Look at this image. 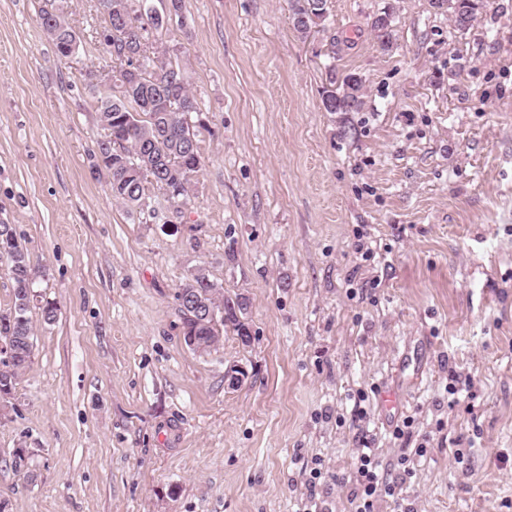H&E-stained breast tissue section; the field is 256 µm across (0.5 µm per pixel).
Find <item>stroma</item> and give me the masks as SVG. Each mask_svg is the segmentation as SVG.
<instances>
[{"label":"stroma","instance_id":"35a3bbf8","mask_svg":"<svg viewBox=\"0 0 512 512\" xmlns=\"http://www.w3.org/2000/svg\"><path fill=\"white\" fill-rule=\"evenodd\" d=\"M58 6L79 63L38 22ZM329 12L304 39L286 0H182L163 40L205 167L165 224L92 174L95 0H0V223L57 307L50 325L32 309L33 364L0 405L5 512H292L309 492L349 512L358 388L380 430L413 418L405 446L430 457L377 512H512V0L464 35L432 0ZM332 67L367 92L342 125L322 109ZM201 268L247 299L250 344H184L176 291ZM453 377L472 409L449 407ZM394 18L393 7L388 6L376 16L373 22L372 32L374 39L382 51L388 52L394 47L396 31Z\"/></svg>","mask_w":512,"mask_h":512}]
</instances>
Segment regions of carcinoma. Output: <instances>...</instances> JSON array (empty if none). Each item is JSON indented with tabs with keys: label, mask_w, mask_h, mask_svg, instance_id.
Listing matches in <instances>:
<instances>
[{
	"label": "carcinoma",
	"mask_w": 512,
	"mask_h": 512,
	"mask_svg": "<svg viewBox=\"0 0 512 512\" xmlns=\"http://www.w3.org/2000/svg\"><path fill=\"white\" fill-rule=\"evenodd\" d=\"M329 0H288L293 27L300 37L326 27ZM437 13L448 16L453 30L466 34L474 29L486 0H433ZM106 0H97L100 17L98 38L110 33L112 43L101 42L114 66L112 78L118 93L106 94L85 82L99 109L105 130L97 142L94 172L105 173L112 198L131 210L148 207L149 186L164 191L173 213L182 216L190 202L189 186L203 167L198 130L189 124L200 112L188 87L180 63L158 50L164 31V18L146 7H134L133 0H112V14L106 15ZM372 32L379 48L390 51L395 43L393 7L376 16ZM138 50L143 61L132 69L128 52ZM365 105L362 77L348 72L341 79L331 75L322 92L324 111L343 116L359 112ZM0 263L6 264L12 280V304L0 310V347L12 353L9 363H0V400L13 395L18 377L30 367L34 329L29 313L34 295L24 284L36 277L27 249L18 241L9 224H0ZM187 295L179 308L182 336L187 347L197 352L211 350L225 327L238 336L249 335L242 320L244 301L224 297V287L208 275L192 276L178 288L177 298Z\"/></svg>",
	"instance_id": "obj_1"
}]
</instances>
